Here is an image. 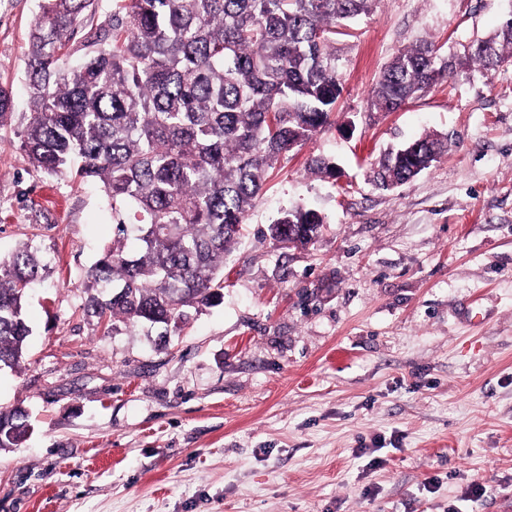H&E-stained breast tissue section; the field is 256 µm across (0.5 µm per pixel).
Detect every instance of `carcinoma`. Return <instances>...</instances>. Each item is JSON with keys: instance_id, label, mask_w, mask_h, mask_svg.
<instances>
[{"instance_id": "obj_1", "label": "carcinoma", "mask_w": 512, "mask_h": 512, "mask_svg": "<svg viewBox=\"0 0 512 512\" xmlns=\"http://www.w3.org/2000/svg\"><path fill=\"white\" fill-rule=\"evenodd\" d=\"M95 0H42L31 26L20 146L49 174L98 182L115 234L87 271V311L116 323L165 328L224 290V259L261 197L269 171L321 131L341 96L331 36L377 0H112V15L67 46ZM512 59V11L467 60L488 75ZM458 74L433 42L399 51L368 95L395 112ZM0 87V128L14 119ZM426 134L388 154L382 188L406 183L447 151ZM323 224L312 209L271 225L281 246L306 247ZM48 263L29 240L0 258V367L15 368L32 329L29 293ZM27 411L0 410V449L16 448Z\"/></svg>"}]
</instances>
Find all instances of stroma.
I'll use <instances>...</instances> for the list:
<instances>
[{"instance_id": "1", "label": "stroma", "mask_w": 512, "mask_h": 512, "mask_svg": "<svg viewBox=\"0 0 512 512\" xmlns=\"http://www.w3.org/2000/svg\"><path fill=\"white\" fill-rule=\"evenodd\" d=\"M40 4L0 0V86L19 106ZM511 12L378 0L334 37L329 125L276 164L222 298L167 344L87 316V271L112 242L103 192L34 169L0 128V256L31 238L50 263L20 365L0 370V407L32 424L0 450V512H512V63L366 109L398 51L464 55ZM425 133L447 154L376 188L384 153ZM313 157L333 170L310 173ZM296 206L321 231L278 246L268 227Z\"/></svg>"}]
</instances>
